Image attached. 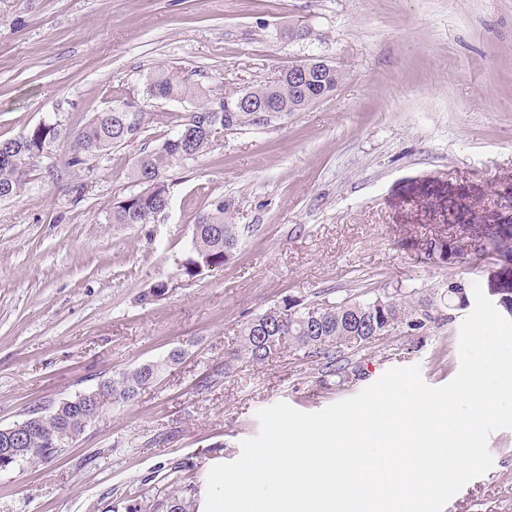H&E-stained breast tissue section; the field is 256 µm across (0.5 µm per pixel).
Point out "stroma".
I'll use <instances>...</instances> for the list:
<instances>
[{"label": "stroma", "instance_id": "obj_1", "mask_svg": "<svg viewBox=\"0 0 512 512\" xmlns=\"http://www.w3.org/2000/svg\"><path fill=\"white\" fill-rule=\"evenodd\" d=\"M298 26L311 37L289 38ZM313 54L344 73L329 97L216 134L170 171L155 223H106L138 190L136 161L189 110L143 99L150 70L227 91ZM116 87L137 100L139 135L75 169L56 142L0 200V428L171 349L184 356L59 457L0 470V512H108L174 465L236 460L276 403L316 412L414 364L429 385L454 378L471 309L448 289H489L499 267L470 251L428 260L422 243L456 221L512 219V0H0V140L45 121L76 130ZM220 198L242 231L237 252L179 275L193 224ZM159 281L169 293L141 303ZM397 288L435 300L439 321L349 352L348 382L289 348L258 365L239 355L243 323L267 306ZM488 448L492 468L443 512H512V429Z\"/></svg>", "mask_w": 512, "mask_h": 512}]
</instances>
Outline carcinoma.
<instances>
[{
  "label": "carcinoma",
  "mask_w": 512,
  "mask_h": 512,
  "mask_svg": "<svg viewBox=\"0 0 512 512\" xmlns=\"http://www.w3.org/2000/svg\"><path fill=\"white\" fill-rule=\"evenodd\" d=\"M318 83L288 80V71L272 81L229 92L212 93L201 83H192L176 67L159 66L145 77L143 94L149 99L192 105L173 134L140 157L132 177L140 190L117 201L107 217L110 224H151L170 197V170L202 156L212 144L211 130L267 127L287 112H299L318 98ZM247 96L273 104L278 112L271 119L256 121V113L237 105ZM140 123L128 124L127 113L112 108L96 113L67 136L69 167H78L102 155L113 145L138 134ZM61 137L58 123H40L23 134L0 141V199L17 196L25 178L36 170L48 149ZM231 204L220 199L193 225L188 256L178 271L189 278L224 266L233 258L240 242L238 225L231 222ZM480 250L512 266V224H496L475 232ZM430 259L446 260L452 253L446 239L428 243ZM435 321L433 304H416L404 293L387 294L370 300L326 297L309 302L286 299L254 314L242 326V352L261 364L281 346L303 352L320 365L326 377H343L348 372L345 352L364 347L391 331L420 329ZM179 359L169 355L124 370L103 381L112 389V407L135 401L155 384ZM92 401L82 393L49 408H36L22 420L24 429L8 437L0 431V466L32 463L63 451L92 424ZM197 482L183 469L175 470L168 485L149 493L136 490L112 501L110 512H194Z\"/></svg>",
  "instance_id": "cac0c4a2"
}]
</instances>
